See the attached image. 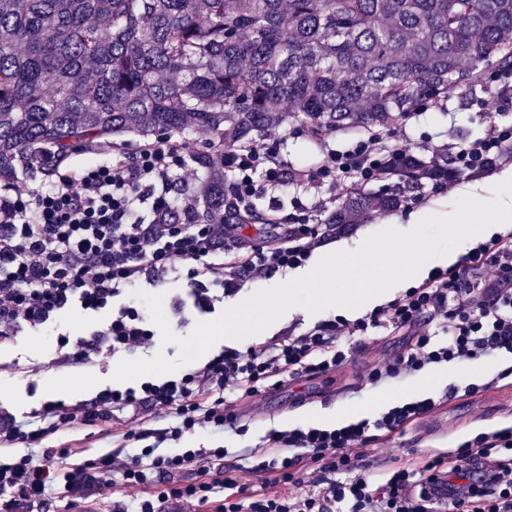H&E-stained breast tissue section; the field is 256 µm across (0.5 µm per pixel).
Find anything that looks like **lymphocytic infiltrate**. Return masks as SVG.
Returning a JSON list of instances; mask_svg holds the SVG:
<instances>
[{
	"label": "lymphocytic infiltrate",
	"mask_w": 512,
	"mask_h": 512,
	"mask_svg": "<svg viewBox=\"0 0 512 512\" xmlns=\"http://www.w3.org/2000/svg\"><path fill=\"white\" fill-rule=\"evenodd\" d=\"M283 135L270 129L224 150L232 180L221 218H196L192 199L174 204L175 186L194 185L195 170L167 136L79 170L54 169L52 183L15 182L0 192V346L48 328L62 314L105 313L84 334L63 336L57 361L149 348L155 333L143 308L123 303L131 289L161 285L185 272L190 288L171 310L212 313L244 284L304 265L313 253L351 232L324 224L350 187L387 183L396 158L420 152L452 156L458 172L488 170L512 153V123L491 122L483 137L413 145L394 131H368L351 148L320 135L319 163L308 170L279 160ZM291 186V212L269 189ZM268 226L266 237L247 233ZM391 342L362 379L366 388L448 364L512 355V230L471 248L456 263L432 269L398 297L356 318L334 315L289 326L264 341L224 348L176 379L139 388L99 391L71 404L45 402L17 419L0 407V447L21 448L0 461V512H32L62 483L72 512L96 502L107 477L139 493V512H512V425L477 434L458 448L392 467L382 482L367 474L366 450L385 445L460 395L471 396L512 377L505 369L441 396L409 399L378 414L334 427L268 429L259 444L228 462L223 445L183 447L186 437L244 431L254 408L300 379L333 377L371 343ZM87 428L116 439L107 453L82 456L77 441L47 439ZM140 443L138 453L127 451ZM68 472H61L64 460Z\"/></svg>",
	"instance_id": "1"
}]
</instances>
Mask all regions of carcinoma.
<instances>
[{"mask_svg":"<svg viewBox=\"0 0 512 512\" xmlns=\"http://www.w3.org/2000/svg\"><path fill=\"white\" fill-rule=\"evenodd\" d=\"M512 70V0H0V183L129 134L187 145L224 214V147L292 124L386 129L486 72ZM328 224L422 192L433 164L395 162Z\"/></svg>","mask_w":512,"mask_h":512,"instance_id":"1","label":"carcinoma"}]
</instances>
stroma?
Returning <instances> with one entry per match:
<instances>
[{"instance_id": "35a3bbf8", "label": "stroma", "mask_w": 512, "mask_h": 512, "mask_svg": "<svg viewBox=\"0 0 512 512\" xmlns=\"http://www.w3.org/2000/svg\"><path fill=\"white\" fill-rule=\"evenodd\" d=\"M494 91L512 104V81L479 83L476 87L457 91L448 100L429 104L421 110L406 127L405 137L409 142H420L427 136H441L450 143L473 140L483 134L491 121L484 112L480 100L486 91ZM492 172L456 181L455 185L442 191H425L421 196L408 200L393 215L400 221L399 231H409L411 214L423 209H435L450 213L453 203L461 196L470 194L472 188L488 186ZM58 338L54 335L23 336L11 346L0 348V404L13 413L22 415L50 400L72 403L87 399L99 390L111 387V376L117 365L108 359L91 365H59L55 358ZM374 359L373 354H357L351 364L334 379H318L307 382V389L316 393L315 398L304 405H294L293 390L270 395L264 413L251 421L246 433L230 434L224 439L229 450L252 446L273 426H282L286 416L298 410L325 413L337 409H360L363 407L381 411L389 406L395 392L410 387L412 379L395 381L377 390H367L361 395L350 396L349 390L366 374ZM83 378L81 391H72L70 377ZM512 416V385L501 382L500 386L473 396L453 400L432 416L423 418L404 435L396 438L393 454L406 458L407 454L422 456L435 449L456 445L477 431L496 426Z\"/></svg>"}]
</instances>
